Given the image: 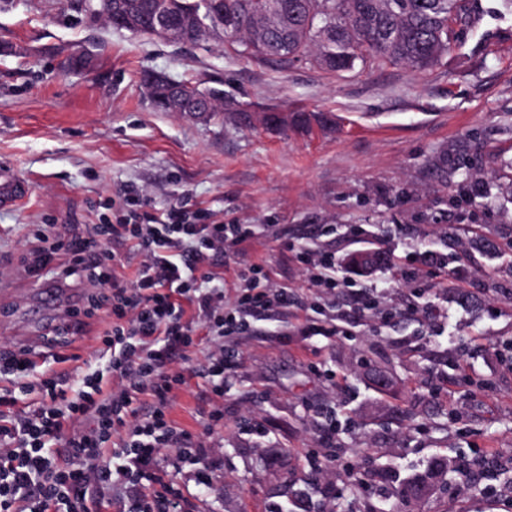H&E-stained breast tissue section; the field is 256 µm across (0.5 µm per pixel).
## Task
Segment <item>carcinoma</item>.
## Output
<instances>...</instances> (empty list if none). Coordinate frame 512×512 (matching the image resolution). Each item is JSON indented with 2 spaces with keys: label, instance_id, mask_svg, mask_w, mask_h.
Masks as SVG:
<instances>
[{
  "label": "carcinoma",
  "instance_id": "1",
  "mask_svg": "<svg viewBox=\"0 0 512 512\" xmlns=\"http://www.w3.org/2000/svg\"><path fill=\"white\" fill-rule=\"evenodd\" d=\"M70 0L69 8L90 20H105L117 12L138 18L133 35L155 36L176 44L235 40L240 53L288 64L307 57L322 70L346 72L356 65L402 63L426 70L448 54L456 27L469 19L468 0ZM166 14L170 26L157 31L155 16ZM150 99L166 93L183 102L182 112L194 116L210 96L208 119L233 112L223 104L220 89H200L181 83L176 88L145 85ZM346 265L368 275L380 267L376 252L349 253ZM448 458H433L426 469L391 491L406 506L447 484Z\"/></svg>",
  "mask_w": 512,
  "mask_h": 512
}]
</instances>
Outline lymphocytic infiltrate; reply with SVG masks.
<instances>
[{"label":"lymphocytic infiltrate","mask_w":512,"mask_h":512,"mask_svg":"<svg viewBox=\"0 0 512 512\" xmlns=\"http://www.w3.org/2000/svg\"><path fill=\"white\" fill-rule=\"evenodd\" d=\"M138 199L119 201L115 221L92 225L87 236L63 239L52 224L32 232L36 242L24 266L40 281L85 284L81 310L70 313L68 331L101 317L105 327L93 362L73 390L53 376L33 378L29 350L0 353V512H88L93 496L119 490L118 512H185L179 493L156 496L151 488L162 449L196 448L200 442L167 416L171 393L184 381L174 370L186 358L197 329L215 337L205 366L215 395L224 393L232 364L223 340L289 301L287 288L242 290L224 297L218 269L252 237L249 224L205 223L173 206L138 212ZM140 254L133 279L118 276L121 247ZM197 322H184L185 311ZM38 392L36 406L17 409L19 395ZM152 410L140 415L142 397ZM63 442L68 461L51 448Z\"/></svg>","instance_id":"lymphocytic-infiltrate-1"}]
</instances>
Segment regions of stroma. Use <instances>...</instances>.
I'll return each mask as SVG.
<instances>
[{"label": "stroma", "instance_id": "35a3bbf8", "mask_svg": "<svg viewBox=\"0 0 512 512\" xmlns=\"http://www.w3.org/2000/svg\"><path fill=\"white\" fill-rule=\"evenodd\" d=\"M441 63L327 72L240 54L237 45H176L82 20L65 0H0V163L29 183L28 196L0 210V351L28 348L37 370L76 380L96 348L100 320L82 334L62 327L85 291L57 304L19 270L34 225L80 233L112 222L131 192L148 211L202 210L213 222L254 224L238 263L224 269L227 297L240 269L258 264L288 287L286 309L237 336L238 362L211 397L202 371L210 337L189 353L170 418L203 443L209 486L163 449L153 489H178L186 512H330L336 495L355 512L391 508L394 485L437 453L451 463L491 457L478 490L452 474L448 489L413 512H512L490 495L512 480V6L470 0ZM75 50L94 69L65 70ZM161 72L216 87L241 114L199 121L152 106L141 76ZM304 112L305 126L269 129L262 110ZM288 227L287 243L277 239ZM483 234L490 249L468 260L449 225ZM388 248L393 268L350 272L348 251ZM340 259L335 290L317 292L298 252ZM389 293L356 310L357 289ZM357 316L333 336L301 334L332 310ZM388 364L394 392L369 370ZM473 386L459 385L460 374ZM224 417L211 422L216 409ZM335 437H328V428ZM336 460L311 479V460ZM368 473L350 485L353 464Z\"/></svg>", "mask_w": 512, "mask_h": 512}]
</instances>
